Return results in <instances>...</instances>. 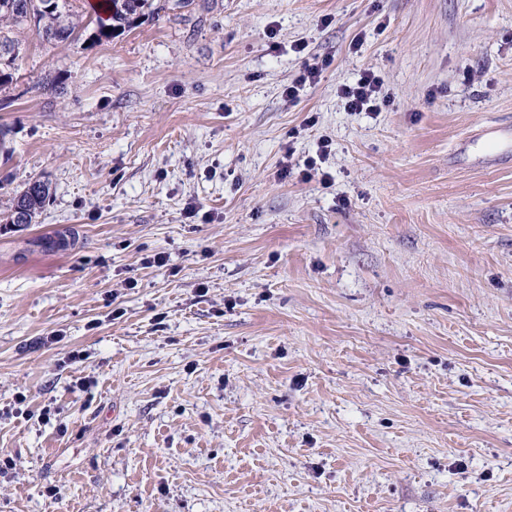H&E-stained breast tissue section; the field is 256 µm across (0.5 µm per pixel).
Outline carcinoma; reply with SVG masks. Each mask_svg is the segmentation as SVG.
I'll return each mask as SVG.
<instances>
[{"mask_svg":"<svg viewBox=\"0 0 512 512\" xmlns=\"http://www.w3.org/2000/svg\"><path fill=\"white\" fill-rule=\"evenodd\" d=\"M54 9L42 11L43 0H0V49L8 54L0 61V86L13 82L14 65L20 53V42L14 30L28 26L27 14L41 18L35 34L44 42H66L93 24L102 36L130 30L138 21L156 12L154 0H99L87 9L74 5L76 0H52ZM50 197L47 183L34 180L16 190L7 211L0 213V222L8 224L19 219L18 210H25L28 223L33 224Z\"/></svg>","mask_w":512,"mask_h":512,"instance_id":"obj_1","label":"carcinoma"}]
</instances>
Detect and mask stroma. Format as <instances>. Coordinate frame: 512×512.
Masks as SVG:
<instances>
[{
  "mask_svg": "<svg viewBox=\"0 0 512 512\" xmlns=\"http://www.w3.org/2000/svg\"><path fill=\"white\" fill-rule=\"evenodd\" d=\"M159 5L14 33L0 512H512V0ZM382 80L374 71L364 70L355 84L345 85L340 94L350 112H376L384 101ZM49 197L50 187L44 181L34 180L25 183L20 189L16 190L7 211L0 213V223L2 224L3 221L4 224H12L14 227L24 226V224H18L17 222L20 214L18 209L25 210L24 213L29 218L27 224L35 223Z\"/></svg>",
  "mask_w": 512,
  "mask_h": 512,
  "instance_id": "1",
  "label": "stroma"
}]
</instances>
